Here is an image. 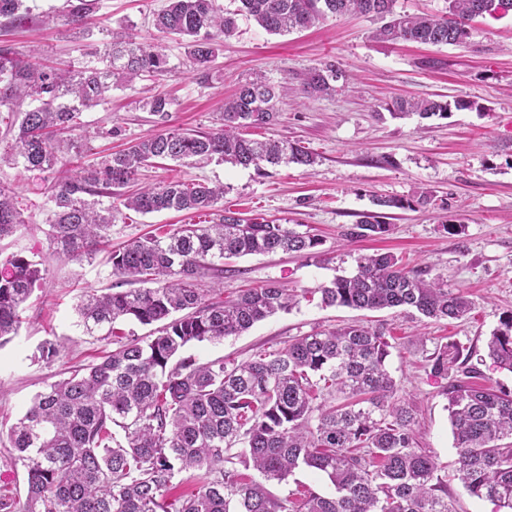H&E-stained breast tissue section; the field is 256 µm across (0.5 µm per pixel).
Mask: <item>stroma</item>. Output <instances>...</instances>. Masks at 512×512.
Masks as SVG:
<instances>
[{"instance_id": "stroma-1", "label": "stroma", "mask_w": 512, "mask_h": 512, "mask_svg": "<svg viewBox=\"0 0 512 512\" xmlns=\"http://www.w3.org/2000/svg\"><path fill=\"white\" fill-rule=\"evenodd\" d=\"M29 22L8 29L5 37L31 62L48 55L76 59L83 45L102 43L106 31L132 20L140 41L162 44L172 71L165 77L117 84L107 102L84 113L86 159L96 161L108 150L157 131L140 100L161 92L172 100L169 125L187 132L215 128L224 96L245 78L261 73L273 81L300 84L309 69L335 62L342 76L330 95L283 98L274 120L252 130L253 138L287 140L316 154L308 169L281 165L259 175L254 169L216 162L181 165L162 161L142 171L141 181L171 179L224 184V204L245 216L288 218L307 225L324 240L327 259L308 262L292 254L231 258L224 262V293L275 282L296 291L300 303L256 323L239 336L195 343L186 352L204 363L221 357L243 362L256 351L282 347L292 336L352 322L384 327L393 345L388 369L402 396L417 410L418 443L437 464L457 512H494L491 502L469 496L457 478V450L448 417L443 380L427 367V353L457 342L479 358L480 384L512 388V373L485 360L486 339L502 314L512 310V15L475 19L461 45L381 43L373 39L374 21L360 16H329L314 26L273 35L252 19L239 16L238 29L219 51L207 72L190 69L179 41L161 38L154 13L165 0H99L90 32L76 34L64 22L47 28L42 15L63 0H29ZM399 96L440 97L472 102L469 110L448 117L394 118L383 112ZM115 137H107L109 129ZM12 137L0 132V186L10 190L25 227L0 240V259L14 252H40L46 268L44 290L33 293L22 315L18 336L0 347V490L25 494L27 474L13 460L9 427L32 398L74 367L100 361L106 342L77 327L74 306L84 291H106L116 282L104 257L93 262L53 256L42 228L48 214L46 176L25 170L9 158ZM425 190L447 209L391 210V233L346 245L341 232L372 210L376 195L409 198ZM201 215L163 211L143 215L117 212L112 244L121 246L166 225L201 224ZM462 225L460 234L443 231L444 223ZM391 252L408 266L442 274L449 287L465 291L474 304L459 320L411 317L396 309L380 311L327 307L320 288L334 276L352 273L361 253ZM60 341L64 349L53 363L33 361L42 340ZM425 349H418V342ZM270 492L295 499L307 492L330 495L333 486L318 472L302 469L288 479L269 482Z\"/></svg>"}]
</instances>
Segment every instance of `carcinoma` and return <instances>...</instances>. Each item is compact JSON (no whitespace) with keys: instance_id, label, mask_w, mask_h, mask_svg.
I'll list each match as a JSON object with an SVG mask.
<instances>
[{"instance_id":"carcinoma-1","label":"carcinoma","mask_w":512,"mask_h":512,"mask_svg":"<svg viewBox=\"0 0 512 512\" xmlns=\"http://www.w3.org/2000/svg\"><path fill=\"white\" fill-rule=\"evenodd\" d=\"M25 0H0V27L28 19ZM226 11L218 0H168L153 17L164 37L186 40L187 57L205 69L234 36L245 13L270 34L313 26L331 14H360L382 25V43L460 45L477 18L502 17L504 0H447L441 14L396 12L397 0H239ZM96 0H65V24H94ZM103 68L33 64L17 48L0 44V125L14 139V159L27 171H55L45 236L69 261L92 260L112 238L115 199L142 214L202 212L209 224H178L134 239L109 253L112 275L131 285L103 295L85 292L75 313L83 332L113 345L102 360L78 367L37 394L8 432L13 459L27 473L21 500L0 493V512H456L447 484L416 441V410L398 395L387 369L391 343L380 327L354 324L294 336L284 346L240 363L219 357L204 363L184 355L193 343L240 335L299 303L275 282L224 301V260L276 252L321 261L323 239L288 219H257L224 208L222 185L179 179L122 189L139 169L158 160L216 161L266 174L290 163L310 168L316 155L286 141L245 136L273 120L288 83L257 75L224 99L218 129L194 133L168 127L171 99L148 97L143 107L161 130L131 141L95 165L79 163L81 114L100 104L114 83L162 77L169 59L158 44L126 30L106 44ZM339 70L331 62L311 68L302 92L330 95ZM473 102L425 97L387 105L393 117H445ZM422 191L408 199L376 196V212L360 214L344 240L388 235L385 211L433 202ZM23 220L9 189L0 186V238ZM37 253L0 260V346L18 335L24 304L44 285ZM327 306L399 309L426 318L461 319L472 302L460 288L429 271L408 268L391 252L361 255L349 275L319 288ZM119 322L152 326L139 337L117 331ZM487 356L512 372V310L486 340ZM62 346L43 340L35 359L50 364ZM430 374L448 381L444 393L464 491L512 512V391L476 386L477 368L447 342L428 357ZM261 480L246 483L239 467ZM325 474L334 493L278 499L265 487L296 469ZM194 471L198 487L171 495L175 477Z\"/></svg>"}]
</instances>
